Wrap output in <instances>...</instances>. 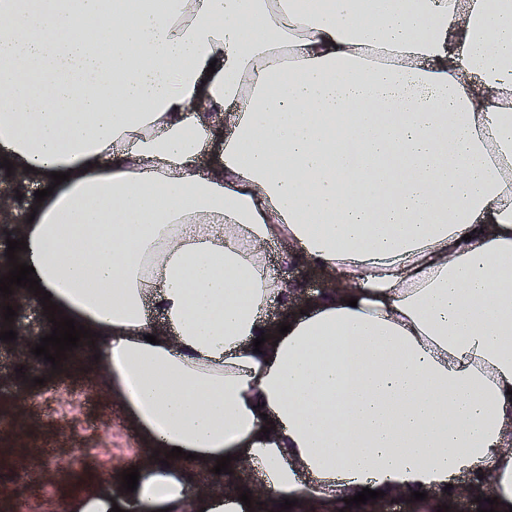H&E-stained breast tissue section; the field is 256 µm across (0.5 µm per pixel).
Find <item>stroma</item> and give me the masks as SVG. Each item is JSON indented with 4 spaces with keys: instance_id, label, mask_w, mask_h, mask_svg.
Listing matches in <instances>:
<instances>
[{
    "instance_id": "1",
    "label": "stroma",
    "mask_w": 512,
    "mask_h": 512,
    "mask_svg": "<svg viewBox=\"0 0 512 512\" xmlns=\"http://www.w3.org/2000/svg\"><path fill=\"white\" fill-rule=\"evenodd\" d=\"M20 368L13 342L0 340V451L15 454L0 469V512H62L88 489L115 486L126 466L147 454L138 427L113 401L98 372L83 363L36 358ZM79 458L90 483L60 479L59 463Z\"/></svg>"
}]
</instances>
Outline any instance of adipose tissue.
<instances>
[{
    "mask_svg": "<svg viewBox=\"0 0 512 512\" xmlns=\"http://www.w3.org/2000/svg\"><path fill=\"white\" fill-rule=\"evenodd\" d=\"M0 152L52 187L22 260L152 447L65 512H249L191 482L225 455L270 512L460 476L512 505L501 0H0Z\"/></svg>",
    "mask_w": 512,
    "mask_h": 512,
    "instance_id": "adipose-tissue-1",
    "label": "adipose tissue"
}]
</instances>
